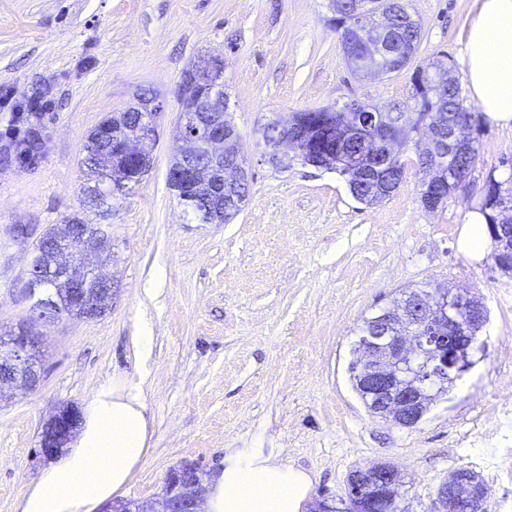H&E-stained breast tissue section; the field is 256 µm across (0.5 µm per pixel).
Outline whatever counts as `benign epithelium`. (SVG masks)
I'll return each instance as SVG.
<instances>
[{"label": "benign epithelium", "instance_id": "benign-epithelium-1", "mask_svg": "<svg viewBox=\"0 0 512 512\" xmlns=\"http://www.w3.org/2000/svg\"><path fill=\"white\" fill-rule=\"evenodd\" d=\"M332 17L328 22L339 30H357L361 42L371 52L373 61L353 68L354 73L387 71L377 65L382 58H397L402 47L394 43V26L386 10H372L369 3L359 0L351 11H340L336 0H329ZM203 81L209 93L195 96L190 106L181 112L176 127L178 147L172 157L169 177L177 189L191 193L195 199L213 202L232 194L238 183L250 177L246 161L240 157L239 136L225 121L222 110L224 96L218 90L224 84V60L208 55L190 68ZM142 112L143 127L122 144L120 155L137 165L140 171L151 168L152 158L143 144L156 139L158 118L164 111L163 99L155 94L137 104ZM352 112L353 127L365 133L369 150L365 159L382 156L391 159L389 150H377L370 133L381 126L385 111L371 107L358 99L346 101ZM282 139L268 154L273 162L283 154L294 152L302 162L317 169L340 170L364 168V162L351 160L336 148H326L307 142L293 119L280 124ZM201 155L205 162L190 166L189 158ZM237 160L235 167L221 168L224 159ZM443 178L428 181L422 203L428 210L436 209L441 200ZM60 234L61 247L53 255V274L59 288H86L90 284L102 289L104 303L112 307L114 276L99 269L87 274L88 259L108 242L104 234L91 239L68 231V225L54 226ZM82 249V257L70 260L72 251ZM461 291L430 288L415 295H400L386 308V313L364 327L355 342L356 355L349 372L363 395L366 408L392 425L412 428L419 424L431 405L448 394V385L467 372L472 362L470 351L477 334L486 322L482 302L459 299ZM60 316L52 298L37 299L30 308V320L50 325ZM38 337L21 325L12 335L0 338V398L3 389L34 390L42 380L37 355ZM81 424V412L75 405L58 408L41 426L39 452L49 458L61 452L76 435ZM204 469L196 463H181L169 470L162 495L142 501L119 500L103 506L100 512H203L205 487ZM345 512H407L401 494L402 476L394 466L380 463L359 467L347 478ZM476 497L471 512H485L487 488L480 477L469 471L448 476L439 486L436 512H458L461 502Z\"/></svg>", "mask_w": 512, "mask_h": 512}]
</instances>
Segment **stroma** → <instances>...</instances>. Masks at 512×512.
Instances as JSON below:
<instances>
[{"instance_id":"35a3bbf8","label":"stroma","mask_w":512,"mask_h":512,"mask_svg":"<svg viewBox=\"0 0 512 512\" xmlns=\"http://www.w3.org/2000/svg\"><path fill=\"white\" fill-rule=\"evenodd\" d=\"M475 0H408L422 39L408 67L355 78L327 0H0V334L29 316L25 292L36 240L71 217L106 225L112 308L90 321L61 317L41 329L43 380L0 403V512H19L48 467L41 424L60 405L87 408L114 379H143L150 441L120 490L157 497L184 461L213 471L229 448H261L314 476L312 500L345 496L359 467L390 463L409 512H435L436 491L466 467L489 485L486 512H512V276L492 256L458 248L489 179L511 172L512 131L474 110L477 147L465 190L437 210L421 203L418 133L396 152L399 187L365 205L333 170L294 161L275 170L264 127L294 112L358 98L407 99L414 66L448 53L457 77ZM221 55L227 117L252 176L227 224H201L168 188L177 87L201 55ZM165 101L154 165L132 195L98 212L83 203V145L139 89ZM40 102L43 147L16 159ZM27 236H18V227ZM466 289L488 312L481 352L459 386L416 427L372 415L352 387V344L365 317L399 291ZM152 328L149 358L135 338Z\"/></svg>"}]
</instances>
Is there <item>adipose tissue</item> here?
<instances>
[{
  "label": "adipose tissue",
  "mask_w": 512,
  "mask_h": 512,
  "mask_svg": "<svg viewBox=\"0 0 512 512\" xmlns=\"http://www.w3.org/2000/svg\"><path fill=\"white\" fill-rule=\"evenodd\" d=\"M479 109L512 131V0H477L463 52ZM140 383L123 379L94 394L75 444L50 465L20 512H92L127 483L149 446ZM208 512H304L311 473L259 448H233L206 479Z\"/></svg>",
  "instance_id": "1"
}]
</instances>
